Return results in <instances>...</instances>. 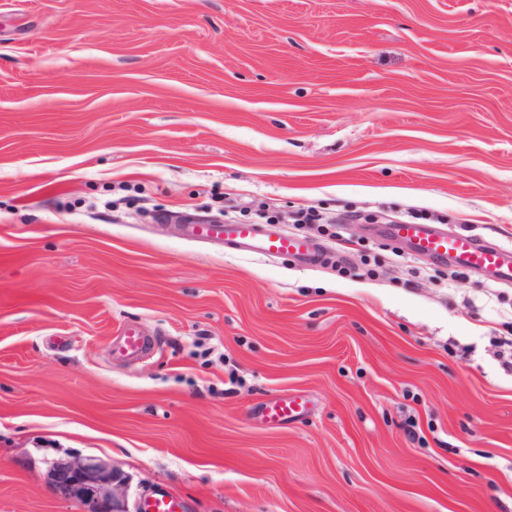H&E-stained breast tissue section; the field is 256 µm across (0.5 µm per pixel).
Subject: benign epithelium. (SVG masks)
<instances>
[{
  "instance_id": "7a95c632",
  "label": "benign epithelium",
  "mask_w": 512,
  "mask_h": 512,
  "mask_svg": "<svg viewBox=\"0 0 512 512\" xmlns=\"http://www.w3.org/2000/svg\"><path fill=\"white\" fill-rule=\"evenodd\" d=\"M46 482L54 495L80 512H129V476L97 456H71L49 462Z\"/></svg>"
}]
</instances>
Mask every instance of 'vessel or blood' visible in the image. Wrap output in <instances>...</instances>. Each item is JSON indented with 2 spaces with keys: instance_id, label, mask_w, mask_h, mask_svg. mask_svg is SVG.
Wrapping results in <instances>:
<instances>
[{
  "instance_id": "obj_1",
  "label": "vessel or blood",
  "mask_w": 512,
  "mask_h": 512,
  "mask_svg": "<svg viewBox=\"0 0 512 512\" xmlns=\"http://www.w3.org/2000/svg\"><path fill=\"white\" fill-rule=\"evenodd\" d=\"M390 235L405 243L412 253L425 254L451 261L465 270H481L497 283H512V255L507 251L482 245L475 236L460 232L440 233L426 224L401 222L390 225ZM191 236L197 240H223L225 246L250 256L285 255L298 262L323 263L326 255L322 248L304 237L285 232L262 230L252 224H195ZM148 348L141 332L125 328L119 336L114 354L119 358H133ZM304 402L297 397H280L262 408L267 422L280 425L301 415Z\"/></svg>"
}]
</instances>
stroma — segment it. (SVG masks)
I'll list each match as a JSON object with an SVG mask.
<instances>
[{
    "instance_id": "stroma-1",
    "label": "stroma",
    "mask_w": 512,
    "mask_h": 512,
    "mask_svg": "<svg viewBox=\"0 0 512 512\" xmlns=\"http://www.w3.org/2000/svg\"><path fill=\"white\" fill-rule=\"evenodd\" d=\"M400 220L512 251V0H0V512H80L67 455L130 512H512V284ZM390 235L405 243L412 253L425 254L440 260H451L465 270H482L497 283H512V258L508 252L481 245L473 235L460 232L440 233L428 224L406 221L390 224ZM190 228L195 240L221 239L224 246L242 251V255H286L297 262L314 264L326 258L324 250L307 238L261 230L253 224H190ZM148 349V343L141 332L134 327L124 329L114 348L118 358H133L143 354ZM305 403L297 397H280L262 407V413L267 422L280 425L301 415ZM129 476L97 456H70L49 462L46 482L54 495L73 502L80 512H130Z\"/></svg>"
}]
</instances>
